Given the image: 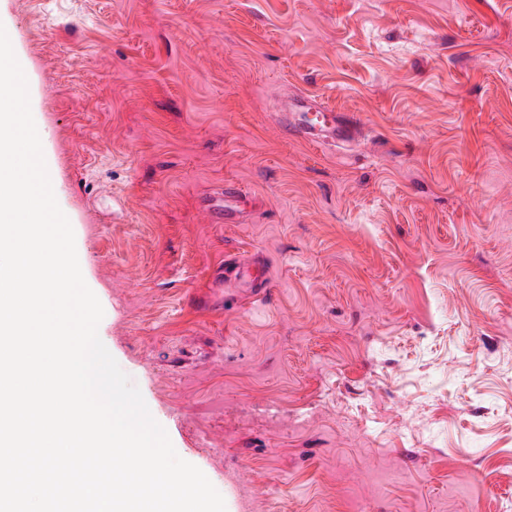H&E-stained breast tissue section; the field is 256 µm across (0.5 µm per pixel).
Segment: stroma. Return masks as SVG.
<instances>
[{"label": "stroma", "mask_w": 512, "mask_h": 512, "mask_svg": "<svg viewBox=\"0 0 512 512\" xmlns=\"http://www.w3.org/2000/svg\"><path fill=\"white\" fill-rule=\"evenodd\" d=\"M98 335L226 512H512V0H0ZM300 93L360 135L286 127ZM239 224L203 207L225 182ZM273 294L198 309L225 254ZM243 190L237 183L224 186V204L208 203L206 212L212 224H239L243 219Z\"/></svg>", "instance_id": "obj_1"}]
</instances>
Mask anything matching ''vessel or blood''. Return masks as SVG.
<instances>
[{
  "instance_id": "1",
  "label": "vessel or blood",
  "mask_w": 512,
  "mask_h": 512,
  "mask_svg": "<svg viewBox=\"0 0 512 512\" xmlns=\"http://www.w3.org/2000/svg\"><path fill=\"white\" fill-rule=\"evenodd\" d=\"M288 122L300 128L307 140L318 144L349 139L357 127L354 118L336 112L311 95L294 99L289 106ZM243 196L238 184H226L223 202L206 206L210 223H241ZM224 281L230 285H245L247 296L253 301L266 300L271 294V277L265 265L255 259L244 262L233 256L227 257L224 261Z\"/></svg>"
}]
</instances>
